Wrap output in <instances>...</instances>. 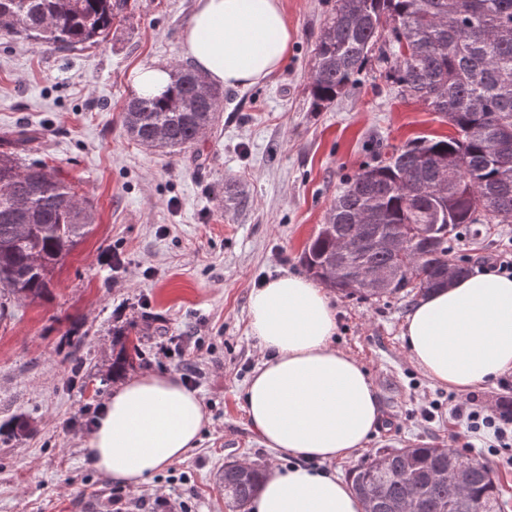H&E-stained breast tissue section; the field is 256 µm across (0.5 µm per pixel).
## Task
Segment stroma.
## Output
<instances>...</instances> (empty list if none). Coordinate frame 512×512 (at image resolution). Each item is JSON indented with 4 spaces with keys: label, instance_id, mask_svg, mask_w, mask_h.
Here are the masks:
<instances>
[{
    "label": "stroma",
    "instance_id": "1",
    "mask_svg": "<svg viewBox=\"0 0 512 512\" xmlns=\"http://www.w3.org/2000/svg\"><path fill=\"white\" fill-rule=\"evenodd\" d=\"M293 30L287 61L249 87H228L219 118L190 153L145 150L126 134L121 108L130 69L183 62L196 0H129L103 43L51 52L0 32V131L41 129L33 157L62 170L89 198L97 222L54 275L51 294L14 302L0 318V512H83L124 494L132 512H158L162 497L191 512H232L224 464L288 468L252 429L244 389L261 351L249 330V298L265 282L304 274L301 254L342 185L385 146L452 134L426 105L397 99L367 67L329 108H310L315 42L335 0H282ZM240 182L246 210H224V184ZM512 244L511 224H481L449 243L479 270ZM124 263L113 267V255ZM337 346L361 363L382 419L351 460L322 463L349 477L378 451L453 447L461 423L448 414L458 392L433 384L402 348L415 297L366 300L331 292ZM137 346L127 376L195 372L210 422L184 458L137 488L113 482L85 458L82 438L116 385L122 344ZM168 354H161V347ZM434 417H425L426 409ZM21 420L23 433L8 426ZM489 435L468 456L494 470L512 512V455H492Z\"/></svg>",
    "mask_w": 512,
    "mask_h": 512
}]
</instances>
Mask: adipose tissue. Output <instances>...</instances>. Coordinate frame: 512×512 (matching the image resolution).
<instances>
[{
    "label": "adipose tissue",
    "mask_w": 512,
    "mask_h": 512,
    "mask_svg": "<svg viewBox=\"0 0 512 512\" xmlns=\"http://www.w3.org/2000/svg\"><path fill=\"white\" fill-rule=\"evenodd\" d=\"M293 32L282 0H197L183 50L208 82L248 86L286 61ZM249 327L262 361L245 390L249 421L294 465L267 470L249 512H364L351 485L310 468L364 448L380 402L364 366L333 342L326 290L285 274L256 289ZM403 347L434 384L466 393L512 373V277L455 279L408 314ZM208 417L197 391L172 374H146L113 389L84 436L86 458L114 482L139 486L194 447Z\"/></svg>",
    "instance_id": "adipose-tissue-1"
}]
</instances>
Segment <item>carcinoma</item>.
Segmentation results:
<instances>
[{"label":"carcinoma","mask_w":512,"mask_h":512,"mask_svg":"<svg viewBox=\"0 0 512 512\" xmlns=\"http://www.w3.org/2000/svg\"><path fill=\"white\" fill-rule=\"evenodd\" d=\"M127 0H0V30L50 51H83L104 39ZM376 63L404 99L424 103L455 133L414 138L343 181L319 230L305 248V270L330 288L338 268L355 278L365 268L392 266L393 285L336 288L366 300L425 295L444 287V268L466 277L471 268L451 262L448 242L466 224L512 223V0H336L317 39L310 76L311 107L346 94L363 69ZM169 91L130 97L122 122L137 144L182 152L195 147L216 121L224 91L200 73L173 65ZM35 129L0 134V316L5 301H34L50 292L56 269L96 223L93 204L46 165L25 162ZM240 186L224 183V208L240 211ZM436 228L426 236L422 225ZM398 237L402 256L379 240ZM460 467L467 487L437 478ZM365 512H504L491 467L452 448L426 445L383 450L351 473ZM224 491L244 510L262 472L224 465Z\"/></svg>","instance_id":"1"}]
</instances>
